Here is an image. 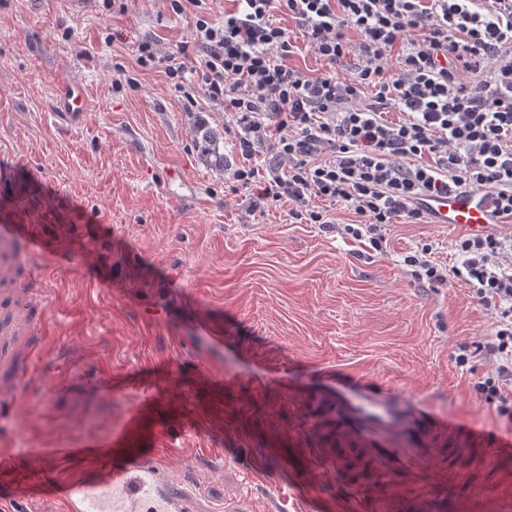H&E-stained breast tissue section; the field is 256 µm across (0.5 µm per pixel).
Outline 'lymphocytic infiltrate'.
Wrapping results in <instances>:
<instances>
[{
    "label": "lymphocytic infiltrate",
    "instance_id": "obj_1",
    "mask_svg": "<svg viewBox=\"0 0 512 512\" xmlns=\"http://www.w3.org/2000/svg\"><path fill=\"white\" fill-rule=\"evenodd\" d=\"M194 12L184 51L140 42L141 65H161L170 84L203 92L240 127L244 160L234 178L256 188V209L287 208L305 224L333 223L383 250L387 226L421 224L426 198L457 191L494 200L512 223V0H237L223 20L207 0H168ZM302 27L293 40L281 17ZM306 47L349 75L310 76L290 67ZM453 274L495 312L487 354L499 365L478 390L512 424V238L460 239Z\"/></svg>",
    "mask_w": 512,
    "mask_h": 512
}]
</instances>
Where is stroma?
Masks as SVG:
<instances>
[{"label": "stroma", "mask_w": 512, "mask_h": 512, "mask_svg": "<svg viewBox=\"0 0 512 512\" xmlns=\"http://www.w3.org/2000/svg\"><path fill=\"white\" fill-rule=\"evenodd\" d=\"M194 24L166 0H0V221L64 232L77 258L60 267L48 256L37 270L52 290L49 334L33 389L0 418V454L10 457L0 512H44L9 496L22 483L78 480L97 468L76 457L42 471L28 451L104 441L124 426L138 398L104 397L94 381L105 368L157 391L139 444L170 448L195 512H306L308 490L317 512H337L352 487L380 512L388 486L374 467L337 471L319 454L336 445L335 425L313 426L331 375L351 385L379 379L512 438L476 389L496 372L483 350L495 324L452 273L465 229L394 224L377 251L283 209L259 212L248 190L230 192L242 161L237 128L137 60L139 42L172 47ZM121 73L134 85L115 86ZM67 89L85 104L74 125L60 104ZM199 125L216 133L223 166L200 157ZM425 244L448 271L443 282L404 263ZM87 254L95 265H82ZM102 280L117 291H101ZM146 302L167 312V326L149 321ZM218 332L220 349L211 343ZM188 353L222 365L231 386L218 395L192 364L171 370L170 359ZM49 377L66 387L44 393ZM422 481L435 487L425 501ZM477 485L512 492V455L492 467L465 460L454 480L428 468L410 480L403 512H479Z\"/></svg>", "instance_id": "35a3bbf8"}]
</instances>
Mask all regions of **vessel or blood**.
<instances>
[{
    "label": "vessel or blood",
    "mask_w": 512,
    "mask_h": 512,
    "mask_svg": "<svg viewBox=\"0 0 512 512\" xmlns=\"http://www.w3.org/2000/svg\"><path fill=\"white\" fill-rule=\"evenodd\" d=\"M434 223L465 227L481 235L491 223L493 201L480 192L459 191L425 200ZM68 261L65 243L32 232L27 224H0V406L9 407L31 382L32 365L39 359L46 322L44 283L35 263L45 254ZM325 416L336 425L341 445L324 449L326 462L347 467L374 465L393 492L383 512H396L400 481L422 473L448 443V460L485 446L486 462L512 454V439L486 444L481 428L464 426L440 416L425 404L369 379L352 391L335 382L324 390ZM139 412H131L126 426L103 450L105 462L92 478L18 487L16 495L39 497L45 512H194L191 496L180 487L167 465L164 448L134 447Z\"/></svg>",
    "instance_id": "1"
}]
</instances>
